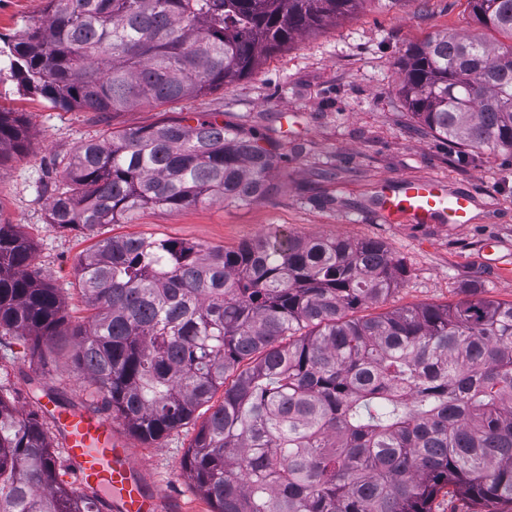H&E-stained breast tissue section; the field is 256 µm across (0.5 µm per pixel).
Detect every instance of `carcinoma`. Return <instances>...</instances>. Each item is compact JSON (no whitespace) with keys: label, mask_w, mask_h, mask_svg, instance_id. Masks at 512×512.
Masks as SVG:
<instances>
[{"label":"carcinoma","mask_w":512,"mask_h":512,"mask_svg":"<svg viewBox=\"0 0 512 512\" xmlns=\"http://www.w3.org/2000/svg\"><path fill=\"white\" fill-rule=\"evenodd\" d=\"M364 0H47L48 18L0 41L27 92L64 110L123 112L206 95ZM512 39V0H467ZM512 44L433 36L408 51L399 94L430 134L512 155ZM218 112L83 141L45 186L50 223L90 235L144 209L247 202L278 160ZM29 147L0 112V161ZM34 245L0 224V333L49 345L68 325ZM404 273L376 240L256 238L236 248L103 238L75 265L91 315L73 372L131 433L156 441L218 390L184 468L212 512H432L444 489L473 512L512 505V302L376 316ZM36 412L0 395V512H99L61 479Z\"/></svg>","instance_id":"1"}]
</instances>
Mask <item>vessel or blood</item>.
<instances>
[{
	"mask_svg": "<svg viewBox=\"0 0 512 512\" xmlns=\"http://www.w3.org/2000/svg\"><path fill=\"white\" fill-rule=\"evenodd\" d=\"M471 198L449 192L443 181L397 179L380 201L377 212L387 222L403 217L414 223H471ZM61 444L82 487L109 494L115 512H157L158 499L143 482L126 448L113 446L112 424L82 412L59 416Z\"/></svg>",
	"mask_w": 512,
	"mask_h": 512,
	"instance_id": "b4317fda",
	"label": "vessel or blood"
}]
</instances>
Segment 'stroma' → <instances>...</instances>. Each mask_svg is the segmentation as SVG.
<instances>
[{
	"mask_svg": "<svg viewBox=\"0 0 512 512\" xmlns=\"http://www.w3.org/2000/svg\"><path fill=\"white\" fill-rule=\"evenodd\" d=\"M46 0H0V34L12 36L47 20ZM466 0H366L354 15L297 36L263 59L248 77L211 94L176 103L139 105L101 115L65 111L23 92L0 60V111L24 113L27 152L0 163V222L21 225L32 239L33 270L61 288L70 325L89 311L76 288L75 264L94 239L48 221L42 188L54 159L107 131L150 126L190 112L222 113L226 125L256 128L283 159L266 194L249 202H204L177 211L147 209L129 223L102 227L103 236L140 235L234 248L264 235L309 239L343 236L384 243L405 266L397 288L362 307L378 315L413 305L460 299L478 284L485 298L512 302V157L461 155L457 144L427 135L398 92L409 47L441 33H475ZM436 176L472 195L473 222L385 224L375 203L388 180ZM71 345L60 339L37 357L23 339L0 335V394L25 412L49 396L59 409L105 414L87 381L73 373ZM200 420L145 442L121 418L112 428L160 501V512H211L183 468Z\"/></svg>",
	"mask_w": 512,
	"mask_h": 512,
	"instance_id": "obj_1",
	"label": "stroma"
}]
</instances>
